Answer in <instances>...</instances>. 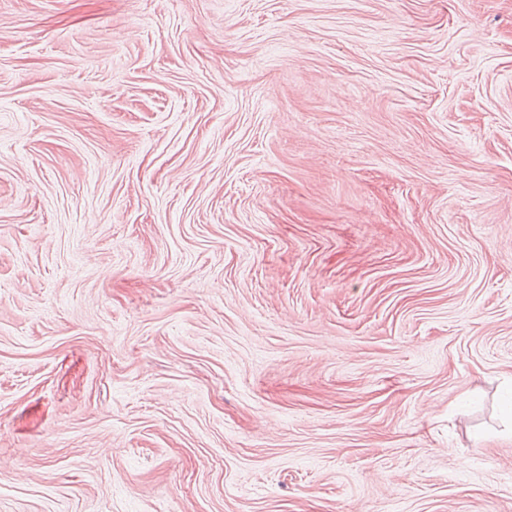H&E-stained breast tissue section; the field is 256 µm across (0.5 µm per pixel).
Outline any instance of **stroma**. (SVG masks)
I'll use <instances>...</instances> for the list:
<instances>
[{
	"mask_svg": "<svg viewBox=\"0 0 512 512\" xmlns=\"http://www.w3.org/2000/svg\"><path fill=\"white\" fill-rule=\"evenodd\" d=\"M512 0H0V512H512Z\"/></svg>",
	"mask_w": 512,
	"mask_h": 512,
	"instance_id": "1",
	"label": "stroma"
}]
</instances>
